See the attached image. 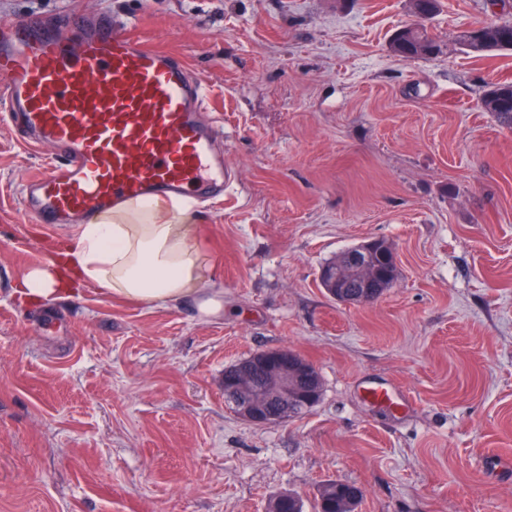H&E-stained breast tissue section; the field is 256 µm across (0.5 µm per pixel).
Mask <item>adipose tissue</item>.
<instances>
[{"instance_id": "ef3b65f1", "label": "adipose tissue", "mask_w": 512, "mask_h": 512, "mask_svg": "<svg viewBox=\"0 0 512 512\" xmlns=\"http://www.w3.org/2000/svg\"><path fill=\"white\" fill-rule=\"evenodd\" d=\"M191 198L128 201L81 225L64 262L32 269L17 294L50 302L95 283L112 296L139 303L193 301L208 318L224 309V287L214 280L194 230Z\"/></svg>"}]
</instances>
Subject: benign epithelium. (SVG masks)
<instances>
[{
    "mask_svg": "<svg viewBox=\"0 0 512 512\" xmlns=\"http://www.w3.org/2000/svg\"><path fill=\"white\" fill-rule=\"evenodd\" d=\"M379 240L371 239L364 242L359 251L349 254L351 263L359 264L365 277L366 287H371L374 279L381 274L373 266L372 253L376 250ZM323 288L330 295H336V289L344 287L341 272H320ZM261 360L262 374H237L235 372L224 378V387L229 395L237 400L241 413L252 423L266 424L271 420L285 416L288 406L277 411L271 410V403L276 400H291L293 403L309 405L317 397L318 390L310 387L299 390L294 385L295 376L310 373L309 367L300 362L293 353L285 349L269 350L257 353Z\"/></svg>",
    "mask_w": 512,
    "mask_h": 512,
    "instance_id": "benign-epithelium-1",
    "label": "benign epithelium"
}]
</instances>
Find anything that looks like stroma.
<instances>
[{
	"instance_id": "1",
	"label": "stroma",
	"mask_w": 512,
	"mask_h": 512,
	"mask_svg": "<svg viewBox=\"0 0 512 512\" xmlns=\"http://www.w3.org/2000/svg\"><path fill=\"white\" fill-rule=\"evenodd\" d=\"M187 61L233 172L196 207L224 311L145 305L98 285L44 305L13 295L68 229L24 214L56 153L0 125V512H313L328 479L356 512H512V129L482 111L512 53L475 58L458 31L512 18L442 0L438 54L390 48L408 0H0V19L99 13ZM370 239L398 279L354 305L321 267ZM290 349L313 364L310 412L256 425L224 371ZM398 387L407 416L365 402Z\"/></svg>"
}]
</instances>
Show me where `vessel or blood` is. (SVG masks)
I'll list each match as a JSON object with an SVG mask.
<instances>
[{"label": "vessel or blood", "instance_id": "vessel-or-blood-1", "mask_svg": "<svg viewBox=\"0 0 512 512\" xmlns=\"http://www.w3.org/2000/svg\"><path fill=\"white\" fill-rule=\"evenodd\" d=\"M0 20V120L63 160L23 188L38 224H79L146 196L194 190L208 201L230 176L207 92L182 58L155 49L102 15L93 27L67 20ZM368 402L397 415L411 404L396 388L363 383Z\"/></svg>", "mask_w": 512, "mask_h": 512}]
</instances>
